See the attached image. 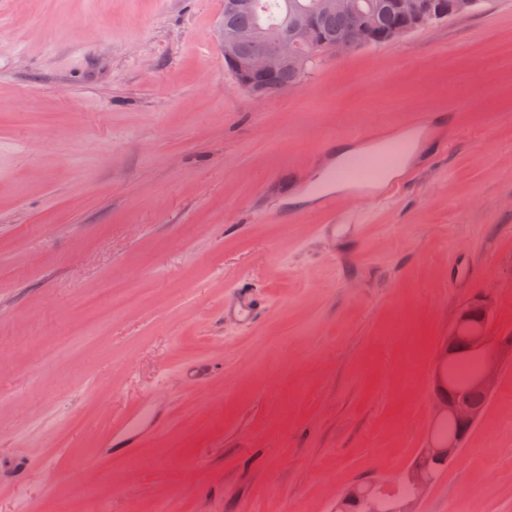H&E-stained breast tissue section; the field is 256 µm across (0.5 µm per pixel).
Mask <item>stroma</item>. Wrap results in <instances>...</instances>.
<instances>
[{"label":"stroma","instance_id":"35a3bbf8","mask_svg":"<svg viewBox=\"0 0 512 512\" xmlns=\"http://www.w3.org/2000/svg\"><path fill=\"white\" fill-rule=\"evenodd\" d=\"M223 18L0 0V512H333L425 446L459 308L488 295L512 333V0L264 97ZM416 112L447 143L396 197L289 223L351 125ZM239 280L256 321L224 310ZM144 401L152 434H113ZM418 510L512 512V365Z\"/></svg>","mask_w":512,"mask_h":512}]
</instances>
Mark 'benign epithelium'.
Returning a JSON list of instances; mask_svg holds the SVG:
<instances>
[{"mask_svg":"<svg viewBox=\"0 0 512 512\" xmlns=\"http://www.w3.org/2000/svg\"><path fill=\"white\" fill-rule=\"evenodd\" d=\"M478 0H316L306 8L292 7L283 21L274 28L261 24L251 28L237 27L232 18L239 10L252 5V0H224V25L221 39L224 60L235 82L250 94L261 97L273 82L281 64L291 62L303 67L308 55L316 50L338 55L352 49L369 47L383 40L393 43L406 35L439 20L466 14ZM393 10L404 23L385 33L378 30L381 11ZM347 13L355 17L354 27L327 37L318 29L316 19L328 13ZM493 301L480 295L463 304L454 323L440 345L432 371L433 426L446 420L456 424L448 437L432 435L418 459L400 473L396 484H405L413 493L399 498L394 512H417L426 490L438 479L440 472L421 463L433 458L451 466L459 460L466 441L479 423L485 408L494 396L498 372L512 365V334L492 331ZM467 357L481 363L478 373L468 384L457 387L449 378L448 366ZM380 489L369 483H356L336 497V512H379Z\"/></svg>","mask_w":512,"mask_h":512,"instance_id":"1","label":"benign epithelium"}]
</instances>
